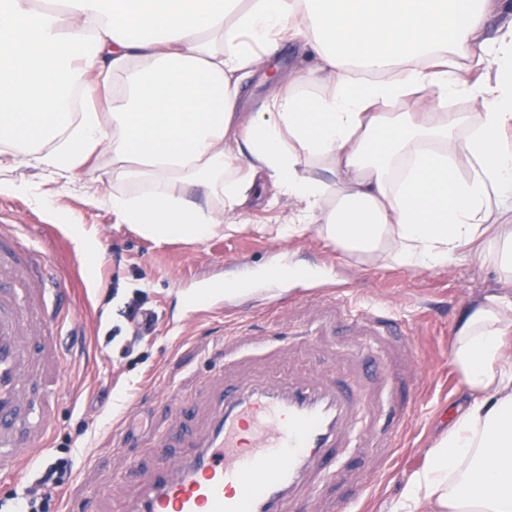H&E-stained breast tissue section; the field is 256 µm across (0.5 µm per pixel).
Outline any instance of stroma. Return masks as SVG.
Masks as SVG:
<instances>
[{
  "instance_id": "35a3bbf8",
  "label": "stroma",
  "mask_w": 512,
  "mask_h": 512,
  "mask_svg": "<svg viewBox=\"0 0 512 512\" xmlns=\"http://www.w3.org/2000/svg\"><path fill=\"white\" fill-rule=\"evenodd\" d=\"M16 183L0 194V228H24L54 267L69 308L68 389L57 425L22 473L0 475V501L35 489L37 471L69 449L72 474L48 512H121L140 488L130 459L150 462L152 447L175 432L167 395L191 413L188 431L205 437L227 386H338L357 404L333 468L300 494L294 512H389L426 450L467 399L450 339L458 309L496 285L473 251L445 270L416 273L360 264L309 232L291 240L276 229L292 209L282 200L248 214L245 230L199 245L157 242L117 223L98 203L112 161L94 160L74 182L19 165L0 171ZM82 236H75L73 225ZM295 258L316 283H255L250 291L193 304L197 289ZM157 315L153 332L134 339L122 315L135 291ZM417 381L416 390L405 382ZM403 407V445L390 447L388 421ZM125 431L124 448L112 445Z\"/></svg>"
}]
</instances>
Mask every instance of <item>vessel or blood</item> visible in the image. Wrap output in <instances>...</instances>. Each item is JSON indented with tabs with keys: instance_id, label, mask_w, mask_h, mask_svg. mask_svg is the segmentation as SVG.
<instances>
[{
	"instance_id": "b4317fda",
	"label": "vessel or blood",
	"mask_w": 512,
	"mask_h": 512,
	"mask_svg": "<svg viewBox=\"0 0 512 512\" xmlns=\"http://www.w3.org/2000/svg\"><path fill=\"white\" fill-rule=\"evenodd\" d=\"M21 232L0 233V467L27 466L45 445L64 390L59 281ZM353 402L336 389L229 387L210 434L182 454L171 439L125 512H291L299 492L334 463Z\"/></svg>"
}]
</instances>
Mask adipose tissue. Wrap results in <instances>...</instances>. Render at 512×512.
<instances>
[{"label": "adipose tissue", "mask_w": 512, "mask_h": 512, "mask_svg": "<svg viewBox=\"0 0 512 512\" xmlns=\"http://www.w3.org/2000/svg\"><path fill=\"white\" fill-rule=\"evenodd\" d=\"M483 2L0 0V142L66 179L111 157L99 201L140 235L240 232L271 185L295 205L278 236L363 264L441 270L477 244L498 289L454 323L467 404L394 512H512V19L487 36ZM301 36L316 63L244 111L241 78Z\"/></svg>", "instance_id": "adipose-tissue-1"}]
</instances>
